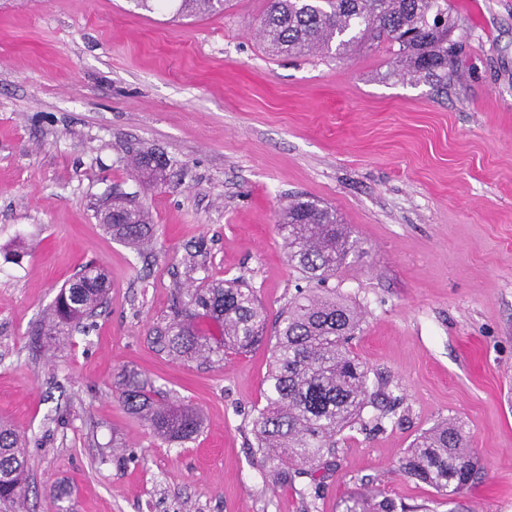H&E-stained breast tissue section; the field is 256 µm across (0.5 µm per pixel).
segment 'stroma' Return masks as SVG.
Here are the masks:
<instances>
[{
  "label": "stroma",
  "mask_w": 512,
  "mask_h": 512,
  "mask_svg": "<svg viewBox=\"0 0 512 512\" xmlns=\"http://www.w3.org/2000/svg\"><path fill=\"white\" fill-rule=\"evenodd\" d=\"M465 53L448 90L390 76L386 45L270 52L267 0L180 17L132 0H0V422L28 458V512H344L364 486L402 512H512V0H448ZM150 147L165 182L125 159ZM127 194L155 224L138 252L97 213ZM335 208L365 253L329 285L363 314L353 352L390 412L347 429L317 493L280 485L252 444L270 344L213 365L158 352L176 286L242 277L275 328L306 283L276 224L294 195ZM204 253L196 270L184 255ZM111 282L88 332L38 330L87 262ZM195 408L157 440L123 372ZM460 425L478 473L453 502L399 460Z\"/></svg>",
  "instance_id": "35a3bbf8"
}]
</instances>
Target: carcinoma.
<instances>
[{
	"label": "carcinoma",
	"mask_w": 512,
	"mask_h": 512,
	"mask_svg": "<svg viewBox=\"0 0 512 512\" xmlns=\"http://www.w3.org/2000/svg\"><path fill=\"white\" fill-rule=\"evenodd\" d=\"M230 0H180L179 16L220 12ZM456 20L448 0H268L260 32L272 51L306 56L335 52L344 55L366 44L386 43L393 73L410 83L448 88L453 72L448 48ZM137 176L154 180L165 168L147 148L131 157ZM112 223L104 228L112 239L140 247L154 237L149 212L131 206L123 196L106 208ZM277 232L284 241L288 263L308 283L287 302L277 318L275 342L266 375V405L252 420L257 453L274 468L282 484L311 476L336 455V436L345 429H366L363 411L375 405L370 371L352 351L361 329L357 309L336 289L327 287L351 254L359 255L336 210L296 198L279 214ZM110 284L97 265L60 289L43 332L52 342L70 336L100 307ZM207 319L220 335L200 327ZM267 314L254 291L237 278L193 281L173 293L165 315L149 331L160 351L174 358L205 364L240 355L266 341ZM118 398L141 416L153 436L163 442L190 440L200 426L190 406L164 401L141 374H122ZM411 478L445 497L464 490L477 472L475 453L463 429L454 422L436 424L414 439L400 459ZM27 457L20 435L0 424V501L23 500ZM345 512H397L396 503L371 490L351 499Z\"/></svg>",
	"instance_id": "cac0c4a2"
}]
</instances>
